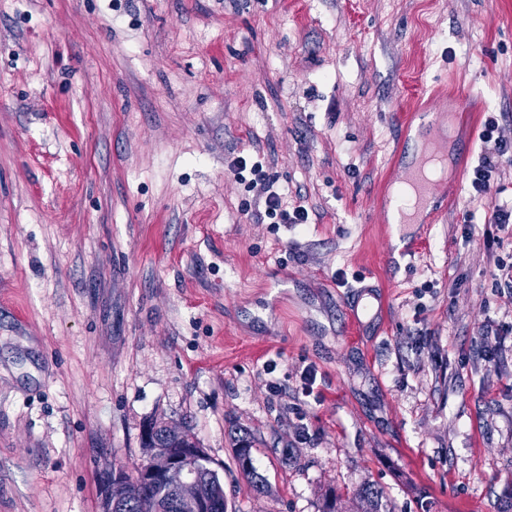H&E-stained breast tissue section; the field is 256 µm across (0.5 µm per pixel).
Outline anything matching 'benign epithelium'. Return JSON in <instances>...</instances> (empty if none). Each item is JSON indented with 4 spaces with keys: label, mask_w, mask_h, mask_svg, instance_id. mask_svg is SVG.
<instances>
[{
    "label": "benign epithelium",
    "mask_w": 512,
    "mask_h": 512,
    "mask_svg": "<svg viewBox=\"0 0 512 512\" xmlns=\"http://www.w3.org/2000/svg\"><path fill=\"white\" fill-rule=\"evenodd\" d=\"M206 457L203 448H156L132 477V489L140 492L148 483H161L175 489V505L189 504L194 512H218L220 505L202 492L197 463Z\"/></svg>",
    "instance_id": "benign-epithelium-1"
}]
</instances>
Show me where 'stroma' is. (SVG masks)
<instances>
[{"instance_id":"obj_1","label":"stroma","mask_w":512,"mask_h":512,"mask_svg":"<svg viewBox=\"0 0 512 512\" xmlns=\"http://www.w3.org/2000/svg\"><path fill=\"white\" fill-rule=\"evenodd\" d=\"M447 123L437 221L393 227L418 127ZM240 156L307 223L257 222ZM495 205L512 0H0V512H102L151 418L190 426L227 512H321L330 490L357 512L368 482L383 512H502ZM496 169V163L493 157L488 154L482 155L480 164L474 168L471 186L478 198L488 189L491 173Z\"/></svg>"}]
</instances>
